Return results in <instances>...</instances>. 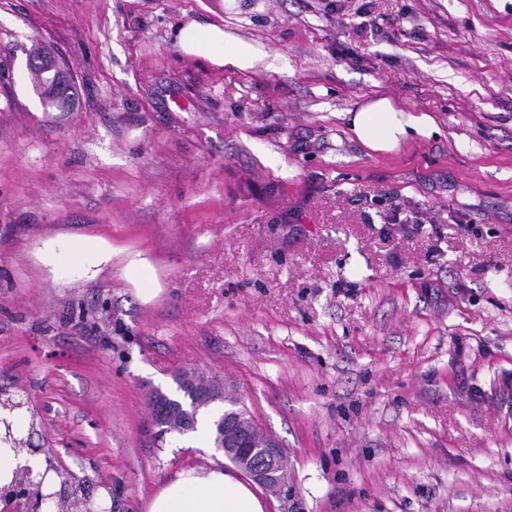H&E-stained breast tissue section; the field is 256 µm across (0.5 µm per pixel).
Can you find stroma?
Segmentation results:
<instances>
[{
    "label": "stroma",
    "instance_id": "35a3bbf8",
    "mask_svg": "<svg viewBox=\"0 0 512 512\" xmlns=\"http://www.w3.org/2000/svg\"><path fill=\"white\" fill-rule=\"evenodd\" d=\"M223 27L251 68L184 55ZM73 97L44 107L28 61ZM386 95L440 131L367 151ZM148 252L43 279L34 248ZM198 372L288 462L269 512H512V0H0V389L32 443L144 512L212 443L148 398ZM224 29L214 24L196 21L175 29L174 42L188 56L199 57L219 68L247 69L256 59L254 52L240 46L229 45ZM37 256L44 272L52 279L56 278L63 266L75 268L85 280L96 279L104 270L111 269L115 259L121 276L133 285L143 303H149L161 288H138L144 274L153 269L151 258L144 251L125 252L116 249L101 236L57 235L42 242ZM150 410L155 424L160 427L161 430L168 429L164 427V425H173L176 422L186 428L185 431L190 430L194 425L191 417L184 416L180 410L162 408L156 400L151 403Z\"/></svg>",
    "mask_w": 512,
    "mask_h": 512
}]
</instances>
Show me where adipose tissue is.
<instances>
[{
  "label": "adipose tissue",
  "instance_id": "ef3b65f1",
  "mask_svg": "<svg viewBox=\"0 0 512 512\" xmlns=\"http://www.w3.org/2000/svg\"><path fill=\"white\" fill-rule=\"evenodd\" d=\"M174 42L186 55L199 57L219 68L247 69L256 56L250 49L228 44L221 27L196 21L175 30ZM347 126L352 136L367 150L390 153L410 136H431L438 130L435 119L425 113L397 108L386 96L375 98L359 109L347 112ZM37 256L48 277H56L59 269H77L85 280L96 279L111 266H119L122 277L137 286L142 302L156 296L153 288L142 287L144 274L153 268L151 258L143 251L116 249L101 236L74 238L58 235L42 242ZM264 497L255 485L223 467L207 470L187 469L177 472L150 498L145 512H267Z\"/></svg>",
  "mask_w": 512,
  "mask_h": 512
}]
</instances>
